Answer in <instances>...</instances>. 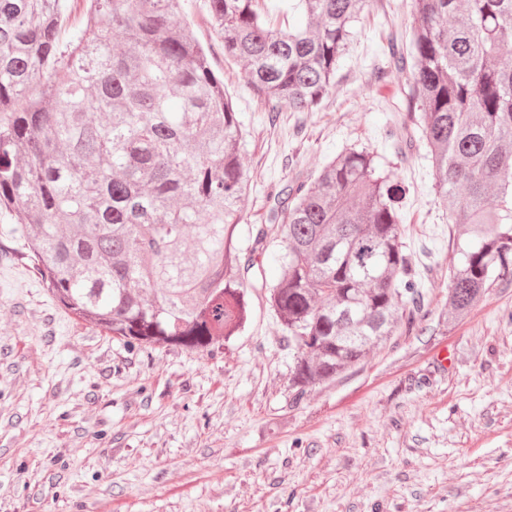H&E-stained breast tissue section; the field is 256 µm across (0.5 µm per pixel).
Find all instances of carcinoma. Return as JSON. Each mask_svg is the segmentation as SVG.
I'll return each mask as SVG.
<instances>
[{
    "label": "carcinoma",
    "mask_w": 512,
    "mask_h": 512,
    "mask_svg": "<svg viewBox=\"0 0 512 512\" xmlns=\"http://www.w3.org/2000/svg\"><path fill=\"white\" fill-rule=\"evenodd\" d=\"M0 0V237L69 313L145 348L207 350L242 333L248 289L268 293L301 398L335 380L424 308L403 241V201L379 157L350 148L314 178L271 188L240 255L245 136L183 0ZM224 55L272 108L322 107L370 0H205ZM407 111H420L448 210V314L512 277V0H413ZM381 138L411 148L414 129ZM282 247L269 284L254 255Z\"/></svg>",
    "instance_id": "obj_1"
}]
</instances>
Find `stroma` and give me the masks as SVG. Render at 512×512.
Masks as SVG:
<instances>
[{"label": "stroma", "instance_id": "35a3bbf8", "mask_svg": "<svg viewBox=\"0 0 512 512\" xmlns=\"http://www.w3.org/2000/svg\"><path fill=\"white\" fill-rule=\"evenodd\" d=\"M381 3L355 23L314 112L254 97L204 0L184 13L247 131L239 246L271 185L370 148L411 186L424 317L297 401L294 350L261 291L223 348L151 349L78 320L26 261L0 255V512H512V278L449 319L451 226L427 149L380 137L409 118L391 103L409 73L387 43H409L414 23L406 2Z\"/></svg>", "mask_w": 512, "mask_h": 512}]
</instances>
